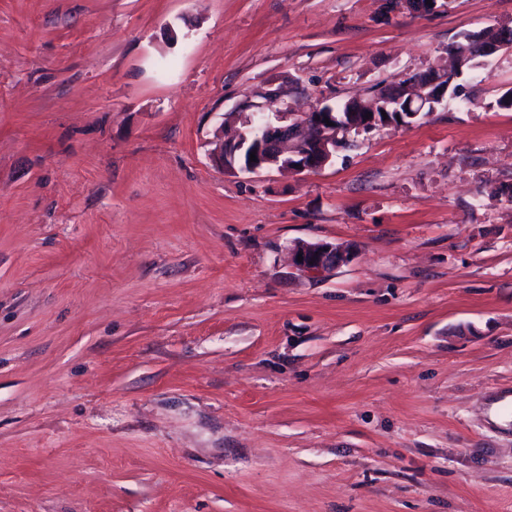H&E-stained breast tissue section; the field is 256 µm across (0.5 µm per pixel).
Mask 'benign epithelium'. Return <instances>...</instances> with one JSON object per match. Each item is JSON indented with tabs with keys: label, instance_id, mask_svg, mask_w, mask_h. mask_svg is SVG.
Returning <instances> with one entry per match:
<instances>
[{
	"label": "benign epithelium",
	"instance_id": "1",
	"mask_svg": "<svg viewBox=\"0 0 512 512\" xmlns=\"http://www.w3.org/2000/svg\"><path fill=\"white\" fill-rule=\"evenodd\" d=\"M467 57V47L456 46L448 54V65L432 70L433 76L428 82L409 80L394 96L377 93L362 108L344 113L335 105L318 103L299 114L278 112L272 121L264 115L265 103L282 98L286 91L280 87L267 89L261 93V101L250 103L248 111L238 113L247 130L226 140L225 123H220L210 141L213 145L210 155L217 166L227 171L252 174L273 168L299 173L318 171L331 162L341 149V142L350 134L391 126L379 119V112H398L402 105L408 112L423 111L427 104L433 103V88L448 80L453 63ZM326 118L332 125L324 122ZM252 152L257 158L255 162L250 161ZM290 252L293 269L313 279L325 276L352 258L350 250L329 242L297 243Z\"/></svg>",
	"mask_w": 512,
	"mask_h": 512
}]
</instances>
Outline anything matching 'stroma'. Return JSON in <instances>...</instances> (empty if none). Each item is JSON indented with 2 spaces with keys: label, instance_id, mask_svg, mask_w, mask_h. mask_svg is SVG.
<instances>
[{
  "label": "stroma",
  "instance_id": "1",
  "mask_svg": "<svg viewBox=\"0 0 512 512\" xmlns=\"http://www.w3.org/2000/svg\"><path fill=\"white\" fill-rule=\"evenodd\" d=\"M384 5L0 0V512H512V50L321 171L208 157L512 22ZM289 250L293 269L299 275L313 279L324 277L337 266L349 262L353 255L349 249L329 242H302ZM299 254H302L301 262H298ZM310 261H313V264H310Z\"/></svg>",
  "mask_w": 512,
  "mask_h": 512
}]
</instances>
